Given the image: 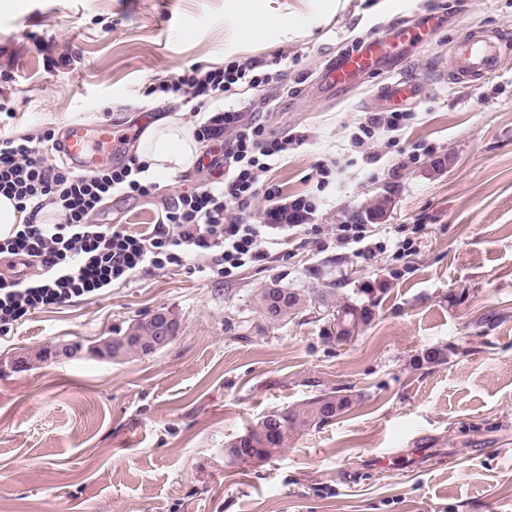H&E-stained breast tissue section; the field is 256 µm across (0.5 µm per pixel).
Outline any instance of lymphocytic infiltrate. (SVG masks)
Instances as JSON below:
<instances>
[{
	"instance_id": "f902f5d3",
	"label": "lymphocytic infiltrate",
	"mask_w": 512,
	"mask_h": 512,
	"mask_svg": "<svg viewBox=\"0 0 512 512\" xmlns=\"http://www.w3.org/2000/svg\"><path fill=\"white\" fill-rule=\"evenodd\" d=\"M272 72L250 59H233L221 68L193 66L171 79L150 84L147 95L177 100L192 114L209 109L195 126L194 137L208 143L198 170L207 172L203 189L162 200L151 232L132 234L120 224H94L90 218L113 197L152 198L160 189L147 178L139 157L123 164L81 173L53 163L60 143L54 132L35 139L0 138V195L13 199L29 217L9 237L0 238V256L48 268L49 278L0 276V333L36 311L77 297L98 295L138 270L180 266L188 257H207L211 269L224 277L266 261L272 224L293 221L291 242L316 243L319 249H349L363 259L390 253L401 261L415 254L419 225L396 228L388 241L371 238L366 225L340 224L330 237L312 240L301 219L307 207L267 210L261 223L250 220L263 174L308 141L307 133L275 135L257 119L222 103L233 87H258L273 82Z\"/></svg>"
}]
</instances>
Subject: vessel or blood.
I'll list each match as a JSON object with an SVG mask.
<instances>
[{
    "instance_id": "obj_1",
    "label": "vessel or blood",
    "mask_w": 512,
    "mask_h": 512,
    "mask_svg": "<svg viewBox=\"0 0 512 512\" xmlns=\"http://www.w3.org/2000/svg\"><path fill=\"white\" fill-rule=\"evenodd\" d=\"M386 36H374L364 41L360 49L345 53L325 68L329 89L352 88L356 76L376 68L388 57ZM512 49V34L471 30L449 53V74L458 83L471 84L492 75L507 50ZM63 145L74 165L91 169L112 146L111 128L92 127L83 123L70 125Z\"/></svg>"
}]
</instances>
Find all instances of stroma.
Here are the masks:
<instances>
[{
	"instance_id": "1",
	"label": "stroma",
	"mask_w": 512,
	"mask_h": 512,
	"mask_svg": "<svg viewBox=\"0 0 512 512\" xmlns=\"http://www.w3.org/2000/svg\"><path fill=\"white\" fill-rule=\"evenodd\" d=\"M261 38L239 27L243 0H0V135L63 133L73 123L141 132L186 107L147 96L154 82L234 58L272 64L280 79L242 85L227 104L274 133L311 132L261 178L273 201L305 200L329 233L379 196L378 240L419 224L405 276L392 260L310 245L231 278L208 259L144 269L91 298L43 309L0 335V512H512V52L489 79L448 74L452 45L472 28L512 26V0H254ZM441 14L439 30L397 61L327 92L326 63L353 43ZM413 81L414 114L375 153L354 151L358 122L389 111L380 94ZM415 164H406L408 154ZM445 158L446 169H436ZM332 164L326 188L316 168ZM189 169L160 178L156 198L115 199L97 224L150 231L161 198L194 189ZM333 287L358 313L336 338L332 308L310 302L276 320L263 289ZM168 311V346L118 361L37 360L60 342L90 344ZM441 348L444 359L425 355ZM335 391L352 404L306 428L261 466H227L224 446L260 417Z\"/></svg>"
}]
</instances>
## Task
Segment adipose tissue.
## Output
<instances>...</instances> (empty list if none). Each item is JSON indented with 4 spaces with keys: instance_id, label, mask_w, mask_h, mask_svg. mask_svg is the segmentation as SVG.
<instances>
[{
    "instance_id": "obj_1",
    "label": "adipose tissue",
    "mask_w": 512,
    "mask_h": 512,
    "mask_svg": "<svg viewBox=\"0 0 512 512\" xmlns=\"http://www.w3.org/2000/svg\"><path fill=\"white\" fill-rule=\"evenodd\" d=\"M197 154L198 145L189 130L171 118L159 119L146 128L139 151L150 172L163 176L190 169Z\"/></svg>"
}]
</instances>
